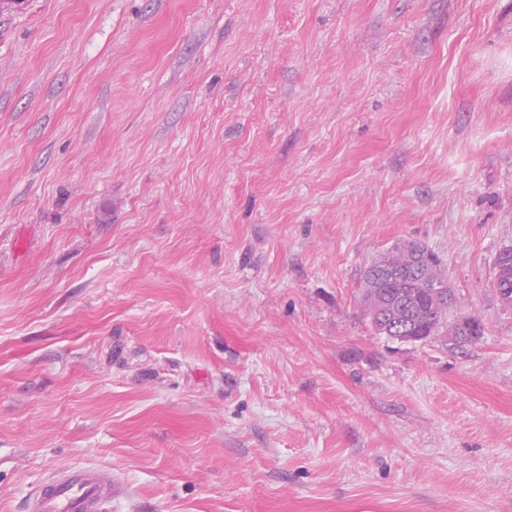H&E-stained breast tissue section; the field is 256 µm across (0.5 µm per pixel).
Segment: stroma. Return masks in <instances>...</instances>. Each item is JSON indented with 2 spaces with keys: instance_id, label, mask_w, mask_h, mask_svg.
<instances>
[{
  "instance_id": "obj_1",
  "label": "stroma",
  "mask_w": 512,
  "mask_h": 512,
  "mask_svg": "<svg viewBox=\"0 0 512 512\" xmlns=\"http://www.w3.org/2000/svg\"><path fill=\"white\" fill-rule=\"evenodd\" d=\"M482 336L359 302L402 240ZM512 0L0 14V512H512ZM116 496L108 467H69L43 480L28 501V512H102Z\"/></svg>"
}]
</instances>
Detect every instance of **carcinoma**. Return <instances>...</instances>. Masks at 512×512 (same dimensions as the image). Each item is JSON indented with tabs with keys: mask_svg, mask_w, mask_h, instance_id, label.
Instances as JSON below:
<instances>
[{
	"mask_svg": "<svg viewBox=\"0 0 512 512\" xmlns=\"http://www.w3.org/2000/svg\"><path fill=\"white\" fill-rule=\"evenodd\" d=\"M378 261L382 269L375 276L366 270L360 276L362 311L383 304V314L388 315L409 300L415 303L416 313L393 328L384 320L367 317L376 335L393 343H419L446 336L448 328H458L466 320L464 316L449 318L456 298L448 295L440 261L425 245L415 240L400 242Z\"/></svg>",
	"mask_w": 512,
	"mask_h": 512,
	"instance_id": "1",
	"label": "carcinoma"
}]
</instances>
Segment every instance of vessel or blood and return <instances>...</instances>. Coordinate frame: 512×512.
Returning a JSON list of instances; mask_svg holds the SVG:
<instances>
[{
	"mask_svg": "<svg viewBox=\"0 0 512 512\" xmlns=\"http://www.w3.org/2000/svg\"><path fill=\"white\" fill-rule=\"evenodd\" d=\"M116 496L108 467H69L55 471L31 495L27 512H103Z\"/></svg>",
	"mask_w": 512,
	"mask_h": 512,
	"instance_id": "1",
	"label": "vessel or blood"
}]
</instances>
